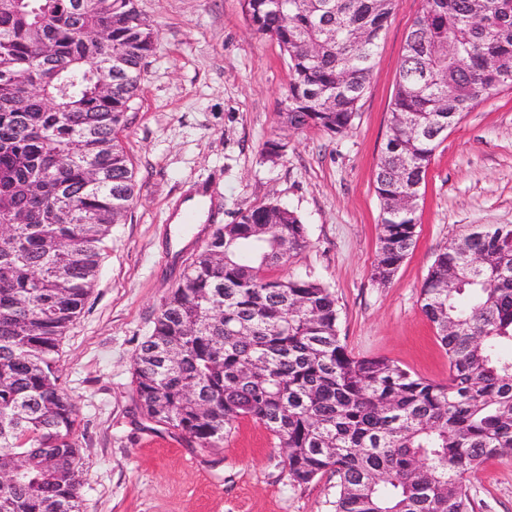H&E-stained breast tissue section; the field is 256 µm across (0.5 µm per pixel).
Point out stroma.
I'll use <instances>...</instances> for the list:
<instances>
[{
	"mask_svg": "<svg viewBox=\"0 0 512 512\" xmlns=\"http://www.w3.org/2000/svg\"><path fill=\"white\" fill-rule=\"evenodd\" d=\"M423 6L396 0L354 123L333 136L281 128L288 57L251 30L242 0H138L159 46L121 135L137 198L112 230L59 358L86 460L84 512H333L335 477L291 482L263 425L239 421L223 448L203 454L136 408L132 362L158 308L214 226L234 223L247 207L275 200L301 217L308 246L287 272L331 288L348 351L447 381L448 358L421 310L420 289L452 240L478 226L512 225V89L449 130L420 189L416 245L388 283L375 282L374 171L405 39ZM273 139L285 150L271 161L265 147ZM202 183L212 189L215 215L174 223ZM468 487L479 512H512V454L487 462Z\"/></svg>",
	"mask_w": 512,
	"mask_h": 512,
	"instance_id": "stroma-1",
	"label": "stroma"
}]
</instances>
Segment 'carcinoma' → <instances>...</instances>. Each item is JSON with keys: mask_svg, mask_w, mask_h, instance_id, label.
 Wrapping results in <instances>:
<instances>
[{"mask_svg": "<svg viewBox=\"0 0 512 512\" xmlns=\"http://www.w3.org/2000/svg\"><path fill=\"white\" fill-rule=\"evenodd\" d=\"M395 0H242L288 56L281 123L353 124ZM157 33L137 0H0V512H83L77 411L62 339L136 198L120 133ZM112 90H98L105 63ZM512 76V0H425L407 34L376 165L373 278L415 246L419 193L444 138ZM307 244L300 216L251 206L219 224L160 305L133 360L143 419L192 448L224 447L242 419L277 441L289 479L336 477L334 512H477L464 476L512 454V225L476 227L434 260L421 310L448 357L423 379L341 342L336 297L270 277Z\"/></svg>", "mask_w": 512, "mask_h": 512, "instance_id": "1", "label": "carcinoma"}]
</instances>
